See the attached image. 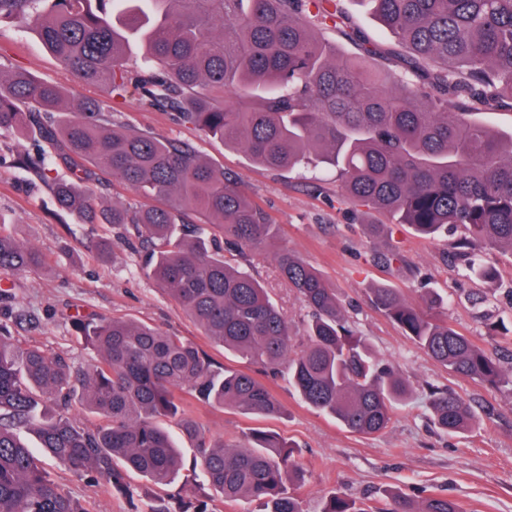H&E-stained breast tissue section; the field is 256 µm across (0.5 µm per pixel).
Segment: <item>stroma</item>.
Masks as SVG:
<instances>
[{
  "mask_svg": "<svg viewBox=\"0 0 512 512\" xmlns=\"http://www.w3.org/2000/svg\"><path fill=\"white\" fill-rule=\"evenodd\" d=\"M0 66L26 70L78 96L108 102L116 123L151 135L191 144L208 162L223 167L226 175L241 180L248 197L261 206L280 228L273 246L236 258L237 267L256 277L273 301L302 332L308 310L279 276L272 253L285 248L315 266L335 288L356 336L380 358L393 364L409 382L410 399L393 423L377 436L348 432L331 418L302 403L284 379L270 381L286 415L265 419L230 408L197 407L209 437L227 443L242 441L252 429H271L295 443L307 469L293 490L305 512H319L332 492L360 501L399 490L444 494L464 512H512V387L492 388L462 379L425 355L402 330L369 300L378 284L398 288L411 300L424 287L438 289L444 303L440 317L486 352L512 366V253L488 255L498 278L487 282L467 276L447 259L448 245L462 229L449 227L438 240L418 237L405 224L388 225L378 238L366 227L379 223L374 213H358L339 199L335 169L322 163L294 171L273 170L254 163L240 148L224 145L180 119L178 113L142 105L137 93L110 97L98 85H76L72 74L30 31L0 25ZM41 138L25 133L0 135V219L26 245L50 259V266L11 275L14 313L33 315L38 325L15 324L13 336L34 340L76 364H88L95 353L74 330L78 314L124 317L152 324L162 331L192 340L216 361L239 368L242 360L211 346L202 330L181 306L148 276L141 257L125 244V230L107 224H84L59 209L51 187L17 169V154L37 153ZM112 242L107 259L97 256L102 239ZM395 251L404 259L389 270L372 260L375 252ZM449 388L469 400L475 423L471 432L449 436L429 419L427 387ZM45 470L90 512H139L148 500L177 508L191 494V471L157 487L130 474L132 496L106 493L77 479L54 459L42 460Z\"/></svg>",
  "mask_w": 512,
  "mask_h": 512,
  "instance_id": "obj_1",
  "label": "stroma"
}]
</instances>
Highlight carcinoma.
I'll use <instances>...</instances> for the list:
<instances>
[{
	"label": "carcinoma",
	"mask_w": 512,
	"mask_h": 512,
	"mask_svg": "<svg viewBox=\"0 0 512 512\" xmlns=\"http://www.w3.org/2000/svg\"><path fill=\"white\" fill-rule=\"evenodd\" d=\"M341 0H0V24L34 31L78 84H100L113 96L133 88L143 105L180 114L252 160L275 170L305 164L311 152L336 169L340 200L434 238L454 225L464 236L454 255L469 275L491 281L479 253L512 251V133L477 111L512 108V0H364L397 39L395 68L362 31L348 25ZM338 30L360 57L336 55L315 25ZM144 44L130 59L131 41ZM66 94L51 82L0 69V134L44 131L53 152L22 156L38 178L52 179L59 208L85 224H131L127 245L177 301L211 345L282 375L309 407L347 431L382 434L411 393L396 368L377 357L347 326L322 274L300 257L274 255L279 275L309 309L304 334L250 273L224 252L245 254L271 241L278 226L253 205L224 168L204 162L183 143L133 128L112 127V111L79 99L55 125ZM108 175L143 203L104 206L90 183ZM216 226L224 246L207 225ZM45 257L0 222V273L38 269ZM371 300L434 361L491 387L512 386L496 358L448 321L432 315L439 295L417 301L378 285ZM0 314V512H90L43 468L20 433H35L45 455L80 478L131 494L126 473L169 484L182 467L163 427L175 423L194 442L193 497L178 512H213L211 501L242 499L261 512H304L286 483L304 478L295 445L255 429L226 443L206 435L193 406L279 418L285 408L251 373L224 365L194 342L122 318H75L97 359L75 366L10 331ZM288 360L287 370L280 369ZM102 423L68 416L72 398ZM431 420L448 435L468 433L469 402L440 387L428 392ZM384 507L332 493L320 512H462L453 499H415L386 492Z\"/></svg>",
	"instance_id": "obj_1"
}]
</instances>
